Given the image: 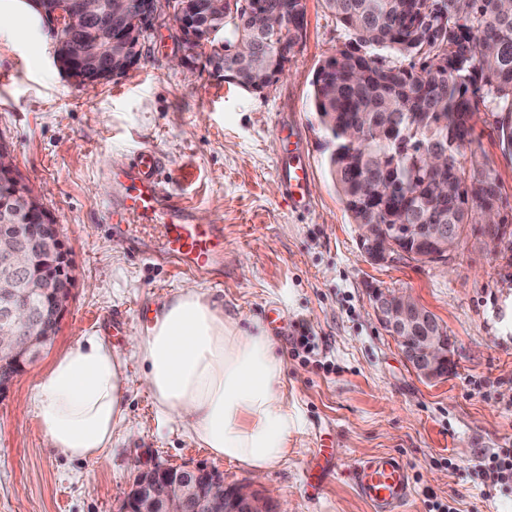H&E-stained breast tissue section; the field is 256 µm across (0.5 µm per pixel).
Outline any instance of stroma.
Instances as JSON below:
<instances>
[{
  "instance_id": "stroma-1",
  "label": "stroma",
  "mask_w": 512,
  "mask_h": 512,
  "mask_svg": "<svg viewBox=\"0 0 512 512\" xmlns=\"http://www.w3.org/2000/svg\"><path fill=\"white\" fill-rule=\"evenodd\" d=\"M347 40L323 0H308L306 39L286 74L253 94L205 60L174 65L179 47L168 21L145 35L125 76L85 91L57 69L47 26L0 32V142L55 218L76 280L58 333L0 395V512H120L139 472L156 463L215 468L228 483L250 479L157 409L130 343L184 282L132 257L106 223L105 175L145 146L163 156L169 190L193 219L224 227L223 269L196 279L207 299L245 329L272 306L284 317L273 335L299 427L284 461L259 480L282 512H372L346 470L376 453L407 465L406 512H430L436 502L455 512H512V488L493 486L483 465L512 450V243L468 236L444 269L365 257L312 99L318 68ZM281 122L296 139L277 141ZM472 124L466 151L496 174L500 216L512 225V157L491 115ZM299 144L312 172L306 213L290 208L276 177L280 158ZM376 288L408 289L435 315L454 346L447 378L416 375L375 315ZM91 332L126 359L125 418L103 462L48 448L32 406L53 359ZM304 336L313 351L300 346ZM323 445L335 449L339 470L316 490L308 478Z\"/></svg>"
}]
</instances>
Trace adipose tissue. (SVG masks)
Wrapping results in <instances>:
<instances>
[{"instance_id": "adipose-tissue-1", "label": "adipose tissue", "mask_w": 512, "mask_h": 512, "mask_svg": "<svg viewBox=\"0 0 512 512\" xmlns=\"http://www.w3.org/2000/svg\"><path fill=\"white\" fill-rule=\"evenodd\" d=\"M133 343L158 410L213 456L256 478L287 457L297 420L281 388L284 362L264 328L243 331L188 284ZM125 369L124 356L96 332L54 358L32 398L49 448L105 460L124 419Z\"/></svg>"}]
</instances>
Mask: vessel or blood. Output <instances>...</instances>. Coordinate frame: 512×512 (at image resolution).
Instances as JSON below:
<instances>
[{"label":"vessel or blood","instance_id":"1","mask_svg":"<svg viewBox=\"0 0 512 512\" xmlns=\"http://www.w3.org/2000/svg\"><path fill=\"white\" fill-rule=\"evenodd\" d=\"M163 159L152 147L138 150L131 163L107 185L119 190L108 213L113 235L126 238L131 253L168 266L178 273L206 275L224 265V227L220 224L192 222L186 206L173 201L161 177ZM284 196L289 206L307 211L312 201L306 193L311 177L308 165L285 164L278 170ZM141 220L131 227L130 216ZM358 495L374 512H397L410 497V480L406 464L384 453L353 463L349 470Z\"/></svg>","mask_w":512,"mask_h":512}]
</instances>
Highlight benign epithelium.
Here are the masks:
<instances>
[{"label": "benign epithelium", "instance_id": "benign-epithelium-1", "mask_svg": "<svg viewBox=\"0 0 512 512\" xmlns=\"http://www.w3.org/2000/svg\"><path fill=\"white\" fill-rule=\"evenodd\" d=\"M42 12L45 24L54 31L57 42L73 39L76 18L66 0L50 6L31 0ZM225 0H141L140 14L128 19L127 0H83L81 16L95 23V34L88 42H76L75 55L81 65L55 54V65L76 86L93 89L130 71L137 65L134 45L144 33L163 21L174 22L181 43L177 61L188 64L199 56L213 38V28L201 23L200 16L224 19ZM297 10L291 26L294 46L306 38L307 0ZM18 178L8 145L0 143V210L22 218L39 209L40 224H7L0 227V366H11L21 373L39 350L49 342L40 336L42 325L30 298L65 281L52 300L54 329L69 312L74 276L68 249L52 215L30 193L19 190L10 180ZM358 240L367 258L385 264L397 258L424 260L443 268L462 250V239L447 224H387L383 232L375 224L358 225ZM414 242V248L404 244ZM372 300L379 322L398 342L415 373L426 381L445 378L443 364L452 362L446 336L430 331L429 310L404 289L373 290ZM122 512H278L270 497L253 483L227 485L224 475L203 466L173 467L157 464L144 470L123 502Z\"/></svg>", "mask_w": 512, "mask_h": 512}]
</instances>
